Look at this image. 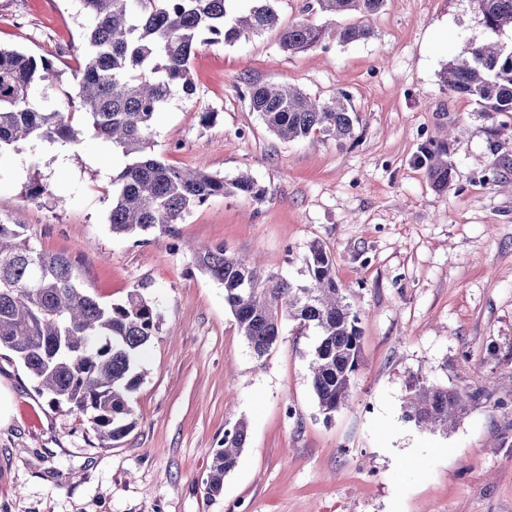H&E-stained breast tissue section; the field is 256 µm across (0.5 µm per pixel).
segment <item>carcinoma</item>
I'll return each mask as SVG.
<instances>
[{"instance_id":"1","label":"carcinoma","mask_w":512,"mask_h":512,"mask_svg":"<svg viewBox=\"0 0 512 512\" xmlns=\"http://www.w3.org/2000/svg\"><path fill=\"white\" fill-rule=\"evenodd\" d=\"M77 0L87 20L83 60L66 92L67 109L48 104L60 72L46 57L0 47V152L40 140L76 146L91 136L112 146L127 162L112 177L109 230L131 236L157 229L174 237L176 225L214 197L261 202L267 189L254 178L226 179L203 167H176L153 154V121L174 89L194 93L190 61L198 39L232 45L278 25L279 0ZM385 0H312L311 10L355 15L358 22L327 29L298 21L280 28L288 53L325 39L348 44L371 36L369 19ZM487 29L512 28V0H475ZM449 92L468 96L485 112L512 113V44L471 43L442 75ZM247 96L267 127L289 141L354 137L361 116L341 90L328 101L311 100L287 85L251 83ZM430 174L446 187L448 162L427 151ZM306 279L264 275L256 261L224 245L195 254L198 269L224 287V303L254 356L278 344L282 323L314 328L318 341L310 363L311 387L329 416L346 405L360 366L359 314L336 281L335 260L312 241L301 258ZM140 283L119 303H103L83 287L67 254H47L29 245L21 224L0 220V349L9 351L53 406L89 416L104 447L135 427L129 395L140 383L142 350L158 332L161 315ZM403 417L431 431H446L489 395L488 386L458 389L414 376L406 386ZM248 438L239 420L224 429L204 480L205 493L223 492L224 478L238 465Z\"/></svg>"}]
</instances>
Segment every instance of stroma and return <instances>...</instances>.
I'll use <instances>...</instances> for the list:
<instances>
[{
	"instance_id": "35a3bbf8",
	"label": "stroma",
	"mask_w": 512,
	"mask_h": 512,
	"mask_svg": "<svg viewBox=\"0 0 512 512\" xmlns=\"http://www.w3.org/2000/svg\"><path fill=\"white\" fill-rule=\"evenodd\" d=\"M371 26L368 40L292 54L273 30L198 46L195 92L173 93L157 114L152 150L177 167L250 174L268 193L210 199L177 239L112 235L101 190L125 160L99 140L24 143L0 163V219L24 225L36 250L71 256L101 301L150 283L162 317L130 397L136 426L109 448L0 354L12 404L0 425V512H512V113L441 83L466 44L494 36L474 0H386ZM85 28L75 0H0V46L55 62L59 109ZM282 82L319 100L346 90L362 116L355 140L278 138L246 87ZM430 144L444 150L448 187L428 174ZM33 181L46 187L35 201ZM314 240L335 258L362 332L358 388L329 418L309 379L315 332L286 322L256 358L192 254L221 243L300 280ZM412 375L494 385L454 429L433 433L402 417ZM240 419L239 463L207 497L212 452Z\"/></svg>"
}]
</instances>
